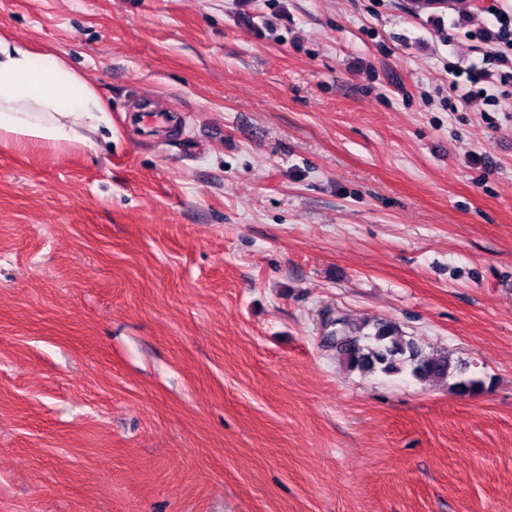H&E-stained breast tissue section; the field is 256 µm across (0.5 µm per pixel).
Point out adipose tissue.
<instances>
[{"label": "adipose tissue", "instance_id": "ef3b65f1", "mask_svg": "<svg viewBox=\"0 0 512 512\" xmlns=\"http://www.w3.org/2000/svg\"><path fill=\"white\" fill-rule=\"evenodd\" d=\"M97 91L55 55L0 36V140L65 150L111 130Z\"/></svg>", "mask_w": 512, "mask_h": 512}]
</instances>
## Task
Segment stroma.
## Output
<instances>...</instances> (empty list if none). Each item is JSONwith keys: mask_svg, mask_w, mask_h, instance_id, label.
<instances>
[{"mask_svg": "<svg viewBox=\"0 0 512 512\" xmlns=\"http://www.w3.org/2000/svg\"><path fill=\"white\" fill-rule=\"evenodd\" d=\"M495 11L0 0L112 119L0 143V512H512V81L448 88ZM336 312L493 386L350 369Z\"/></svg>", "mask_w": 512, "mask_h": 512, "instance_id": "1", "label": "stroma"}]
</instances>
